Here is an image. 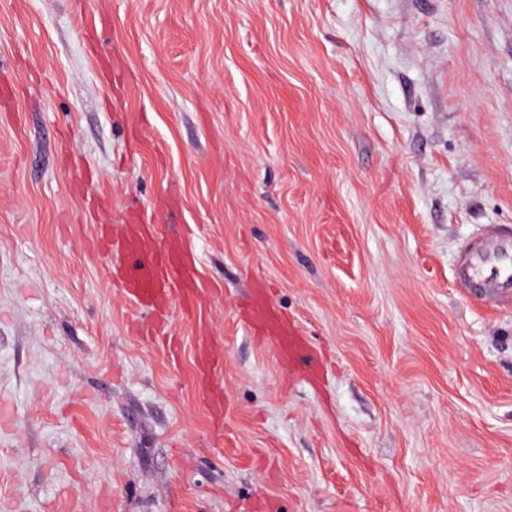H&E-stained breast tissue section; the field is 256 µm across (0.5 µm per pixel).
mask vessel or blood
I'll use <instances>...</instances> for the list:
<instances>
[{
	"instance_id": "obj_1",
	"label": "vessel or blood",
	"mask_w": 512,
	"mask_h": 512,
	"mask_svg": "<svg viewBox=\"0 0 512 512\" xmlns=\"http://www.w3.org/2000/svg\"><path fill=\"white\" fill-rule=\"evenodd\" d=\"M177 238L165 226L145 233L138 224L98 232L97 247L114 260V272L124 292L149 318L143 334L151 336L164 323L173 295L198 285L191 257L177 249ZM454 283L465 296L480 304L495 305L512 299V226L488 224L462 246L454 270ZM246 320L265 328L270 338L289 354L292 362L316 368L318 355L310 344L292 342L287 328L270 311L263 292H255L245 309Z\"/></svg>"
}]
</instances>
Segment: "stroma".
Returning <instances> with one entry per match:
<instances>
[{"mask_svg": "<svg viewBox=\"0 0 512 512\" xmlns=\"http://www.w3.org/2000/svg\"><path fill=\"white\" fill-rule=\"evenodd\" d=\"M0 500L14 512H512V0H0ZM183 234L176 352L90 245ZM311 386L243 320L255 284ZM454 284L480 304L512 299V226L487 224L468 239L456 261Z\"/></svg>", "mask_w": 512, "mask_h": 512, "instance_id": "1", "label": "stroma"}]
</instances>
